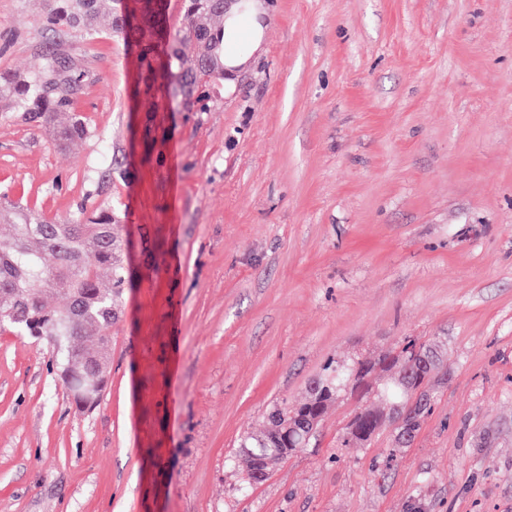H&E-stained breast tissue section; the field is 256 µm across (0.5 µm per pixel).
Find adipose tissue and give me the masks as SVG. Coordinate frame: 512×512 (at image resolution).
Returning a JSON list of instances; mask_svg holds the SVG:
<instances>
[{"label":"adipose tissue","instance_id":"ef3b65f1","mask_svg":"<svg viewBox=\"0 0 512 512\" xmlns=\"http://www.w3.org/2000/svg\"><path fill=\"white\" fill-rule=\"evenodd\" d=\"M270 17L263 0H227L224 6V90L236 89V80L264 50Z\"/></svg>","mask_w":512,"mask_h":512}]
</instances>
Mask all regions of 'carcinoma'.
<instances>
[{"label":"carcinoma","mask_w":512,"mask_h":512,"mask_svg":"<svg viewBox=\"0 0 512 512\" xmlns=\"http://www.w3.org/2000/svg\"><path fill=\"white\" fill-rule=\"evenodd\" d=\"M47 2L49 29L82 39L92 37L89 24L105 10L103 0ZM117 4L120 19L107 33L119 34L135 48V97L162 102L180 91L190 112L195 87L224 80V32L212 24L213 18L224 15V0H185L182 27L174 34L155 0H117ZM90 81L91 72L79 57L50 40L31 76L0 73V102L53 129L60 140L73 141L88 135L77 104ZM11 214V233L0 239V327L48 340L75 400L94 403L103 388L105 359L112 345L116 297L101 287V276L109 274L117 287L125 282L112 214L83 210L72 224H55L21 205L12 206ZM48 294L64 297L66 307L49 309ZM89 334L95 338L92 349L79 345ZM430 349L429 343L409 340L386 351L375 365L362 360L328 365L310 384L304 402H282L268 414L266 430L241 438L243 483L263 482L269 462L297 450L302 436L314 434L327 405L350 390L352 381L367 385L377 366L386 373L377 387V398L410 404L415 390L427 387L434 372L446 366L442 358L429 368L412 364ZM384 421L385 415L372 407H358L343 445L364 447Z\"/></svg>","instance_id":"carcinoma-1"}]
</instances>
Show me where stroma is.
<instances>
[{
    "instance_id": "obj_1",
    "label": "stroma",
    "mask_w": 512,
    "mask_h": 512,
    "mask_svg": "<svg viewBox=\"0 0 512 512\" xmlns=\"http://www.w3.org/2000/svg\"><path fill=\"white\" fill-rule=\"evenodd\" d=\"M266 2L232 95L137 111L103 14L69 43L87 138L0 113V197L111 211L128 277L93 406L0 329V512H512V0ZM46 12L0 0V71L32 72ZM405 339L447 357L412 442L344 447L346 393L244 489L270 409Z\"/></svg>"
}]
</instances>
